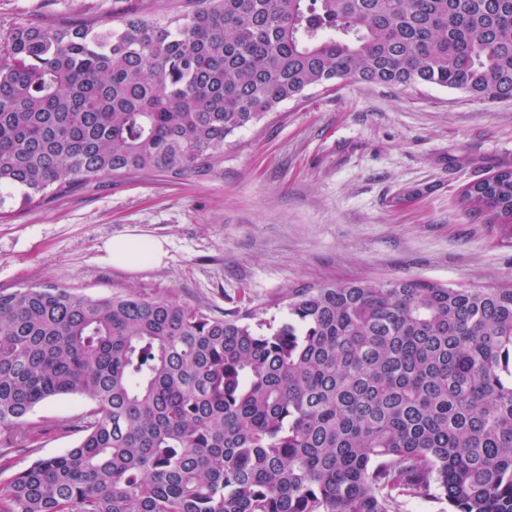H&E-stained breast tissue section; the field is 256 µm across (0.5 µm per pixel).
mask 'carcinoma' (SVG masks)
Masks as SVG:
<instances>
[{"label": "carcinoma", "mask_w": 512, "mask_h": 512, "mask_svg": "<svg viewBox=\"0 0 512 512\" xmlns=\"http://www.w3.org/2000/svg\"><path fill=\"white\" fill-rule=\"evenodd\" d=\"M14 26L0 46V206L112 180L220 178L224 143L338 82L512 98V0H189ZM467 201L512 224V171ZM64 395L85 413L30 418ZM66 453L0 512H512V287L297 288L288 321L173 296L0 291V436ZM79 437L80 435L74 432H52L30 447L38 448L35 454L19 453L13 455L10 459L11 468L0 477L2 479L6 478L11 473L25 468L38 457L64 453L78 444Z\"/></svg>", "instance_id": "cac0c4a2"}]
</instances>
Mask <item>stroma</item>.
<instances>
[{
	"label": "stroma",
	"instance_id": "35a3bbf8",
	"mask_svg": "<svg viewBox=\"0 0 512 512\" xmlns=\"http://www.w3.org/2000/svg\"><path fill=\"white\" fill-rule=\"evenodd\" d=\"M185 3L0 0V34ZM503 170H512V99L427 84L318 87L228 137L223 177L105 178L13 211L0 221V290L172 295L277 325L295 288L402 277L512 286V227L462 201L469 184ZM129 235L163 241V262L112 265L105 243Z\"/></svg>",
	"mask_w": 512,
	"mask_h": 512
}]
</instances>
